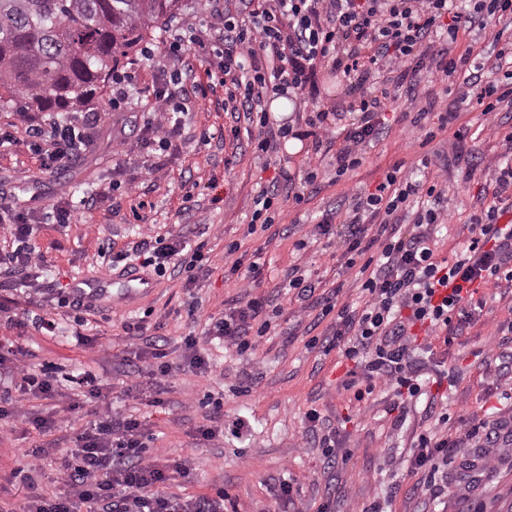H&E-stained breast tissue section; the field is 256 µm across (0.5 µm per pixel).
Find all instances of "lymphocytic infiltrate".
Segmentation results:
<instances>
[{
	"label": "lymphocytic infiltrate",
	"mask_w": 512,
	"mask_h": 512,
	"mask_svg": "<svg viewBox=\"0 0 512 512\" xmlns=\"http://www.w3.org/2000/svg\"><path fill=\"white\" fill-rule=\"evenodd\" d=\"M204 12V24L175 34L167 54L178 65L183 44L208 51L213 69L207 77L223 86L224 109L236 119L232 135L247 132L254 154L264 161L298 136L290 123L271 122L268 105L275 99L316 103L307 120L313 148L336 140L334 161L342 175L357 169L366 146L383 136L384 115L401 93L414 111L415 145L426 147L449 128L448 151L458 152L470 126L460 123L459 112L437 110L435 100L424 95L423 70L445 80L465 72V84L479 89L481 119L499 131V150L466 173L467 179L482 180L485 190L468 216L469 236L461 247L448 257L438 253L435 233L449 220L440 177L427 174L416 181L396 164L373 191L354 196L315 227L320 236L337 234L345 266L360 282L359 304L340 303L336 288L318 291L298 266L281 284L297 301L331 318L330 333L308 344L338 350L360 369V378L345 380L344 389L360 402L377 383L389 385V409L405 420L407 403L427 393L424 357L433 354L434 341L451 344L478 323L480 287L512 288V82L485 83L479 73H466L474 49L460 45L473 30H485L488 19L512 24V0H468L463 11L457 0H205ZM324 72L340 78L342 102H319ZM150 108L156 119L148 130L160 149H168L176 132L172 115L185 105L157 91ZM95 118L90 111L49 123L27 119L42 168H59L90 151ZM32 231L16 206L0 198V239L16 244L0 254V288L16 276L28 283L40 277L43 257L29 243ZM101 255L109 268L150 267L161 277L175 273L189 285L199 281L210 260L207 241L160 234L145 235L127 250L106 247ZM270 303V296L247 286L237 305L207 316L204 336L236 356L254 354L275 333L266 316ZM419 328L427 341H418ZM0 371L14 386L13 394L0 397V418L51 435L56 412L42 414L26 402L57 404V367L32 370L13 337L0 336ZM459 427L462 436L454 440L433 431L417 437L411 470L422 474L431 492H439L457 448L492 441L501 430L500 423L475 416L460 418ZM149 439L136 415L93 411L65 457H56L49 445L22 450L26 470L20 480L29 492L10 512H237L221 488L212 496L170 492L171 484H190L193 475L184 463L149 452ZM50 465L58 483L51 493L39 490L35 480Z\"/></svg>",
	"instance_id": "f902f5d3"
}]
</instances>
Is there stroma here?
<instances>
[{
  "label": "stroma",
  "instance_id": "stroma-1",
  "mask_svg": "<svg viewBox=\"0 0 512 512\" xmlns=\"http://www.w3.org/2000/svg\"><path fill=\"white\" fill-rule=\"evenodd\" d=\"M168 39L163 27L148 35L143 45L154 51V58L139 52L122 68L130 77L129 104L113 109L111 93H104L94 106L99 117L92 130L93 148L62 169L42 170L36 153L24 142L25 126L18 113L0 109V128L13 130L21 140L15 151L0 155V197L19 202L33 226L31 243L42 253L45 267L40 294L21 284L0 288V306L5 309L0 336L14 337L33 366L50 363L73 375L87 368L98 373L105 385L101 407L141 415L156 437L159 453L173 460L189 459L195 477L187 493L211 495L224 488L235 498L238 512H286L276 497L283 479L292 484L308 512H317L328 501L336 502L339 512H362L375 501L383 504L384 512H464L470 500L481 503L484 512H512V445L476 443L458 449L435 499L426 493L419 475L407 468L412 445L422 431L458 437L460 417L472 413L493 422L512 420V367L498 375L501 351L491 338L497 324L512 317V290L482 289L479 323L451 345L435 343L434 358L448 372L438 400L448 412L444 423L427 416L421 402L408 406L405 422H395L387 412L392 391L383 383L368 400L355 401L342 385L351 362L334 350L308 348L307 336L296 332L299 321L315 325L320 334L327 330L315 312H302L299 302L277 300L276 334L246 361L226 356L222 347L203 337L202 321L188 317L185 308L192 295L202 297L208 313L220 312L238 298V282L224 277L225 247L234 241L250 251L262 248L257 276L261 292H271L288 269L300 265L325 287L340 288V301L357 302L354 274L346 270L340 250L313 236L312 229L347 199L373 188L394 163L415 171L423 154L430 160V171H448L451 219L439 250L449 255L469 234L466 218L481 183L466 180L465 173L476 154L490 152L493 142L487 133L465 140L454 159L443 157V133L423 152H416L402 119L408 105L401 98L386 113L388 133L366 148L359 168L339 177L332 165L335 146H323L321 155L311 160L307 139L290 140L269 163L258 160L246 135L232 136L233 120L224 110V89L219 86L202 105H189L187 112L179 113L180 134L163 152L147 129L150 114L143 93L167 86L163 55ZM119 147L124 150L120 158L115 155ZM157 161L164 162L163 172L147 174V167ZM311 161L318 166V187L298 206L287 195L293 184L302 183ZM284 171L294 181L282 186L284 196L274 224L247 234L257 189ZM131 184L147 204L139 221L126 196ZM92 193L106 194L107 199L82 206V199ZM63 203L77 207L79 223H56L53 207ZM158 229L188 239L205 234L212 249L209 272L193 289L179 277L152 273L132 296L124 293L122 283H115L90 320L92 338L102 342L121 334L124 321L144 319L145 337L162 342L177 363L183 359V336H199L212 373L203 378L174 372L168 403L161 408L145 406L140 391L129 387L130 372L145 365L139 347L121 355L113 348L93 351L80 346L71 337L73 313L65 308L52 311L39 303L40 297L56 295L58 287H73L77 277L103 275V245L130 246ZM49 312L59 322L54 337L40 335L33 327L34 320ZM13 313L28 318L29 327H10L6 317ZM207 390L223 393L224 424L241 418L249 422L250 432L241 437L225 434L214 446L193 453L187 447L188 433L206 422V410L196 400ZM312 408L339 427L341 448L348 456L334 466H327L321 449L306 442L305 414ZM35 442L23 424L0 420V512H8L11 503L26 494L12 472L23 463L22 449Z\"/></svg>",
  "mask_w": 512,
  "mask_h": 512
}]
</instances>
